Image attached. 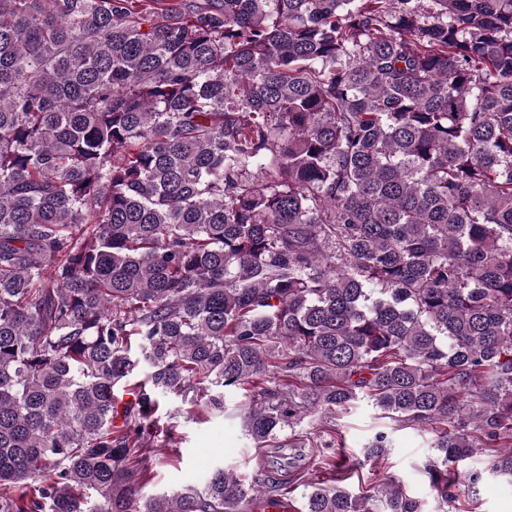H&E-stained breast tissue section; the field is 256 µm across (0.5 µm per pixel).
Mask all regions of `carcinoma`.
Instances as JSON below:
<instances>
[{
	"label": "carcinoma",
	"instance_id": "1",
	"mask_svg": "<svg viewBox=\"0 0 512 512\" xmlns=\"http://www.w3.org/2000/svg\"><path fill=\"white\" fill-rule=\"evenodd\" d=\"M233 388L264 474L144 495ZM362 402L512 480V0H0V512H246Z\"/></svg>",
	"mask_w": 512,
	"mask_h": 512
}]
</instances>
